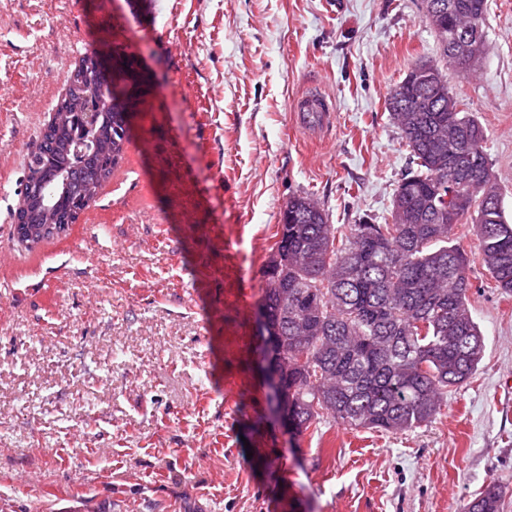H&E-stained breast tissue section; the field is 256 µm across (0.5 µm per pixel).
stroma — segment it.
I'll return each mask as SVG.
<instances>
[{
	"label": "stroma",
	"instance_id": "1",
	"mask_svg": "<svg viewBox=\"0 0 512 512\" xmlns=\"http://www.w3.org/2000/svg\"><path fill=\"white\" fill-rule=\"evenodd\" d=\"M488 4L476 71L446 77L512 218V0ZM128 44L149 88L123 161L66 236L19 245L70 69ZM438 58L424 0H0V512H465L492 482L512 512V296L480 264L483 359L415 431L291 435L255 352L288 198L388 222L409 152L386 100ZM315 83L320 139L291 113ZM291 110L296 128L309 136H324L337 123L335 105L316 88L295 99Z\"/></svg>",
	"mask_w": 512,
	"mask_h": 512
}]
</instances>
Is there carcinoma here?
<instances>
[{"mask_svg":"<svg viewBox=\"0 0 512 512\" xmlns=\"http://www.w3.org/2000/svg\"><path fill=\"white\" fill-rule=\"evenodd\" d=\"M456 12L428 16L440 57L462 75L484 48L488 0H455ZM470 28L473 62L461 66L453 45ZM428 83H409L421 68ZM402 100L390 107L416 169L401 179L386 224L361 219L342 231L309 197L288 199L280 239L263 269L260 307L281 346L288 430L301 434L324 416L351 430L413 431L441 413L448 389L466 383L484 352V336L470 307L471 263L479 261L494 287L512 294V222L484 148L485 134L461 108L439 64H415L398 83ZM136 87L84 56L65 96L31 154L26 177L38 192L18 223L31 242L65 234L78 210L96 201L123 160ZM94 105V123L79 114ZM108 142L112 157L74 152V140ZM476 227L478 250L467 253L451 237L458 224ZM503 492L488 484L467 512H502Z\"/></svg>","mask_w":512,"mask_h":512,"instance_id":"obj_1","label":"carcinoma"}]
</instances>
